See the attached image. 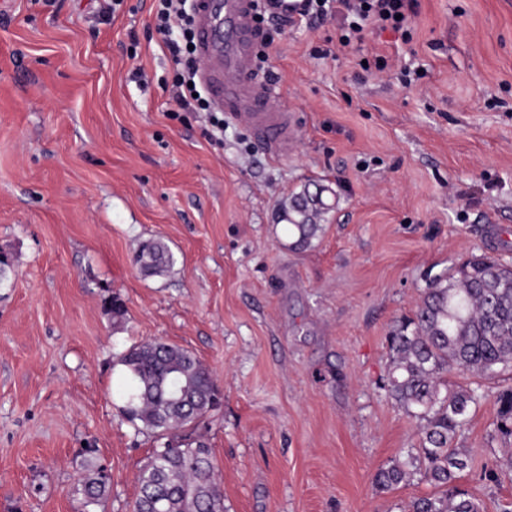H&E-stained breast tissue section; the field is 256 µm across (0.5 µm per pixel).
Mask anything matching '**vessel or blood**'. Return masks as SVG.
<instances>
[{"label": "vessel or blood", "instance_id": "obj_1", "mask_svg": "<svg viewBox=\"0 0 512 512\" xmlns=\"http://www.w3.org/2000/svg\"><path fill=\"white\" fill-rule=\"evenodd\" d=\"M196 34L200 77L215 107L247 125L275 156H287L294 142L290 115L252 73V0H197Z\"/></svg>", "mask_w": 512, "mask_h": 512}]
</instances>
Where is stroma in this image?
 Here are the masks:
<instances>
[{"mask_svg":"<svg viewBox=\"0 0 512 512\" xmlns=\"http://www.w3.org/2000/svg\"><path fill=\"white\" fill-rule=\"evenodd\" d=\"M99 7L0 0V512H86L91 463L111 475L97 512H129L164 442L123 417L117 356L155 339L220 387L196 434L226 512H405L432 487L373 485L416 442L381 387L387 337L431 277L512 249V0H418L410 36L354 48L335 18L266 23L285 157L233 117L215 141L206 112L178 110L154 0ZM378 54L385 71L364 72ZM305 190L324 232L293 250L282 203ZM150 238L171 271L134 262ZM495 424L485 402L455 441L486 512L512 502L479 468L512 447Z\"/></svg>","mask_w":512,"mask_h":512,"instance_id":"1","label":"stroma"}]
</instances>
